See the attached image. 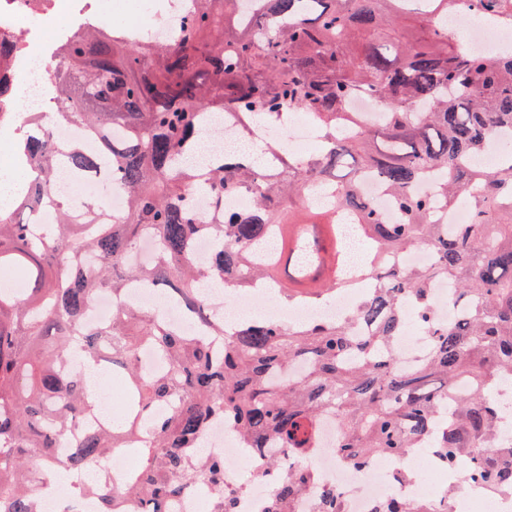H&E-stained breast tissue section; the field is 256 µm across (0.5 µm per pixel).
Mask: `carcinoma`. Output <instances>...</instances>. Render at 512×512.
Masks as SVG:
<instances>
[{
    "label": "carcinoma",
    "instance_id": "1",
    "mask_svg": "<svg viewBox=\"0 0 512 512\" xmlns=\"http://www.w3.org/2000/svg\"><path fill=\"white\" fill-rule=\"evenodd\" d=\"M234 0H195L179 39L157 42L143 33L97 24L85 12L52 51L50 83L56 118L87 136L54 139L41 112L16 143L33 173L29 187L0 204V268L13 267L27 288L0 287V512H39L43 486L65 469H95L98 480L75 486L73 497L102 491V512H174L191 486L209 491L210 512H236L224 488V458L201 455L198 442L211 419L222 418L262 451L282 449L285 474L270 489L265 512H295L304 495L313 512H343L342 497L321 490L306 458L314 452L320 415L335 413L336 453L352 466L399 456L428 441L445 465L469 461L460 478L512 494V442L495 445L504 422L490 393L512 380V152L495 167L478 163L501 129H512V52L487 58L458 50L439 19L458 0H255L244 18ZM485 14L512 11V0H476ZM413 16L421 35L407 38L400 22ZM18 37L0 40V124L16 117L17 87L2 73L21 51ZM367 94L384 120L363 127L347 102ZM237 110L242 136L260 118L268 126L306 112L321 129L317 148L293 155L269 138L264 164L210 159L187 169L190 137L206 134L203 117ZM74 172L99 169L127 197L115 217L92 205L58 206L37 232L18 216L36 213L57 180L55 161ZM438 178L417 190L428 170ZM374 177L396 218L359 191ZM252 193L244 212L224 210V197ZM210 198L208 218L189 203ZM463 201L470 223L451 229L433 218L435 199ZM370 243L360 270L373 284L349 318L284 326L261 319L224 328V312L202 285L220 280L246 292L274 285L288 303H331L349 271L344 225ZM154 241L147 262L130 254L145 233ZM214 243L208 266L193 244ZM413 248L433 261L394 269L388 258ZM453 283L464 315L436 320L434 284ZM131 281L175 290L177 300L206 322V336L171 325L164 316L124 302ZM118 302L112 320L90 325L96 297ZM431 342L408 371L398 369L395 341L407 319L405 300ZM368 322L357 336L353 325ZM161 359V372L138 363L141 347ZM121 369L125 421L78 432L102 411L91 399L73 355ZM304 370L282 385L270 377L291 365ZM79 433L76 449L59 442ZM111 448H135V477L112 487L100 473ZM258 455L248 479L273 471ZM374 512H452V500L391 497Z\"/></svg>",
    "mask_w": 512,
    "mask_h": 512
}]
</instances>
